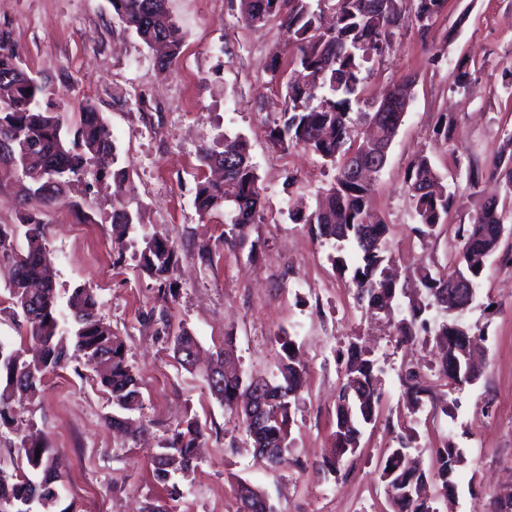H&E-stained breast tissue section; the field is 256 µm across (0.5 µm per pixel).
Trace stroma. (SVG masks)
Wrapping results in <instances>:
<instances>
[{
	"label": "stroma",
	"instance_id": "obj_1",
	"mask_svg": "<svg viewBox=\"0 0 512 512\" xmlns=\"http://www.w3.org/2000/svg\"><path fill=\"white\" fill-rule=\"evenodd\" d=\"M168 7L186 41L177 61L162 71L113 16L109 0H0V28L10 32L46 98L68 114L92 102L129 170L124 189L108 179L81 182L68 202L45 208V245L60 302L76 285L93 288L102 318L123 339L143 393L141 408L130 417L148 425L133 437L115 433L108 395L76 358L48 375L39 397L13 402L10 421L0 425V468L12 470L20 439L38 431L68 477L61 510L142 512L155 499L170 503L172 512H236V483L244 480L266 488L277 512H386L378 470L394 444L393 423L407 414L399 372L405 366L429 371L434 349L398 344L387 318L365 313L349 278L336 273L332 246L288 218L294 204H315L331 174L317 156L284 152L270 141L266 114L279 111L280 89L268 64L277 54L283 69L292 67L286 27L273 19L250 30L240 19L239 0H169ZM404 7L406 24L375 62L366 96L376 98L405 75L416 78L373 194V210L390 228L393 259L407 276L452 256L458 247L453 225L469 223L479 199L498 191L488 182L470 187L463 165L488 163L503 129L512 128V0H447L425 40L413 18L414 0ZM462 62L478 78L470 94L454 86ZM442 112L456 118L448 146L432 137ZM225 134L247 139L265 194L261 221L251 225L246 246L232 249L224 243L223 215L199 216L193 204L198 152ZM419 150L456 195L449 231L425 240L413 231L405 187L407 164ZM501 201L506 230L463 315L484 336L479 378L450 391L457 401L454 418L422 413L415 425L413 455L422 468L432 467L430 450L441 437L463 450L457 491L439 512H486L499 489L512 488V197ZM123 205L141 210L139 234L173 240L175 298L159 300L134 248L117 252L112 213ZM204 245L210 249L206 260L199 255ZM162 307L196 336L204 354L232 334L234 357L246 375L275 373L284 340L300 348L307 377L295 405L287 469L268 467L235 416L210 396L197 373L175 362L167 337L144 322L147 312ZM353 342L378 360L383 403L377 422L363 431L352 472L338 478L322 468L333 444L338 357ZM189 418L203 431L197 468L157 478L156 457Z\"/></svg>",
	"mask_w": 512,
	"mask_h": 512
}]
</instances>
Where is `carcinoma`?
I'll return each instance as SVG.
<instances>
[{
    "mask_svg": "<svg viewBox=\"0 0 512 512\" xmlns=\"http://www.w3.org/2000/svg\"><path fill=\"white\" fill-rule=\"evenodd\" d=\"M419 30L428 32L430 22L447 0H416ZM113 16L133 32L148 49L159 44L163 53L160 67L173 64L180 53L184 32L168 9V0H109ZM241 19L253 31L261 30L273 18L293 32L295 55L293 68L281 67L279 55L269 64L271 79L280 87L281 109L270 128L274 147L287 151L307 150L335 170L333 180L324 189L316 207L288 212L296 224H307L316 238L332 245L330 256L336 269L350 273L359 303L369 311L385 310L402 314L396 324L397 341L412 343L420 338L435 343L437 361L434 379H426L407 369L400 375L406 389L408 410L414 416L426 409L428 415L453 417L455 401L448 400L444 388L458 387L465 358L458 351L455 336L472 329L458 312H448V293L456 307L466 310L470 290L452 287L459 274L477 283L486 261L501 240L504 209L490 197L480 205L472 222L458 224L454 236L459 244L453 258V271L423 267L417 272L421 293L406 296L392 271L388 246V225L374 220L370 205L374 186L352 172L351 157L369 156L379 146L392 144L406 113L400 111L401 95L414 78L387 87L380 100L367 112H355L360 105L370 64L383 56L399 35L404 23L402 0H240ZM42 84L23 66L22 59L6 31L0 32V142L10 151L0 154V173L20 175L23 211L19 223L0 225V253L12 250L14 236L20 234L26 249L12 257L9 286L13 315L25 329V337L34 355L0 342V422L10 417L11 400L16 393L37 396L49 374L66 369L75 356L84 359L110 396L117 413L112 415V430L120 433L143 431L131 426L122 413L137 409L141 403L140 383L126 360L124 343L99 314V302L93 289L79 285L72 289L67 305L71 320L67 329L59 321L58 295L47 278L50 264L45 246L46 224L42 207L67 196L76 183L92 176L108 175L117 181L128 178V170L119 162L116 145L103 115L90 103L79 108V120L71 126L53 104L43 102ZM455 117L440 113L433 137L449 143ZM204 167L224 170L220 181L204 179L196 187L194 204L201 215L224 211V243L242 245L247 229L260 219L264 209L263 190L251 161L247 141L239 135L224 136L200 149ZM466 178L474 186L484 179L498 181L512 196V129L503 133L501 149L483 167L468 166ZM407 195L417 224L413 231L421 238L437 236L448 223L453 195L420 150L414 154L405 173ZM140 212L120 207L112 213L114 243L124 249L126 239L137 224ZM141 271L157 284L163 301L175 296L169 274L174 263L170 240L160 236L143 237ZM443 314L442 320L429 317L431 310ZM155 324L171 340L175 358L189 371L198 372L212 398L240 421L254 448L268 449L267 459L276 468L288 466L291 447L292 409L305 383L306 365L293 341L281 344L277 374L269 379L246 377L238 371L223 372L224 360L232 353V338L215 353L213 362L202 368L181 355L198 346L195 337L176 326L166 310L159 312ZM381 369L371 354L359 344L350 345L344 367V379L336 399V430L331 456L323 467L331 474L351 468L360 447L363 429L375 423L382 401ZM267 388L261 425L251 420L250 408L243 405L252 387ZM396 446L388 454L380 472L391 512H439L437 503L448 498V488L456 487L454 475L462 462V451L441 439L431 449L436 468L428 473L412 470L404 461L415 442L411 422L399 424ZM198 423L184 422L166 452L156 460V469L165 473L169 461L179 459L181 470L196 468L200 439ZM18 452L30 470L19 466L11 471L0 468V512H52L58 502V486L66 481L56 466L53 449L41 439L24 438ZM244 482L236 486L238 512H275L267 491L251 485L241 493Z\"/></svg>",
    "mask_w": 512,
    "mask_h": 512,
    "instance_id": "1",
    "label": "carcinoma"
}]
</instances>
